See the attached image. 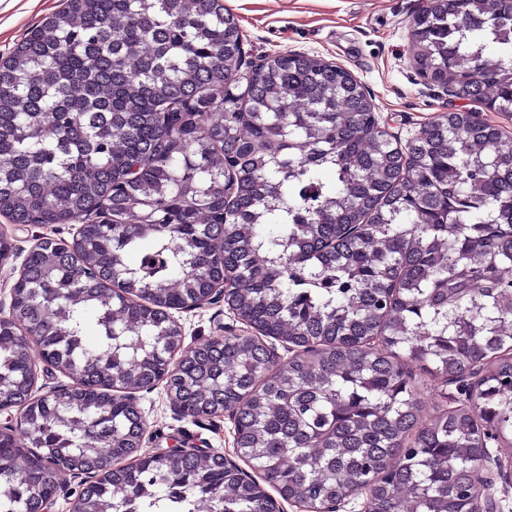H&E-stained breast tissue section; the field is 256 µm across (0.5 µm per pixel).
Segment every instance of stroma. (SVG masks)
<instances>
[{"label": "stroma", "instance_id": "35a3bbf8", "mask_svg": "<svg viewBox=\"0 0 512 512\" xmlns=\"http://www.w3.org/2000/svg\"><path fill=\"white\" fill-rule=\"evenodd\" d=\"M428 0H224L238 20L244 48L254 60L284 52L317 56L346 68L372 99L379 123L400 142H407L428 123L456 108H474L481 119L512 133V112H496L448 96L427 84L416 69L410 22ZM64 0H0V57L8 56L32 26L59 11ZM0 227L14 245V257L0 265V310L10 307V290L36 238L72 241V224H12ZM173 316L190 349L210 339L247 335L251 329L222 302L204 304ZM145 422L141 453L160 448H200L235 458L230 414L193 418L173 408L165 383L136 393Z\"/></svg>", "mask_w": 512, "mask_h": 512}]
</instances>
